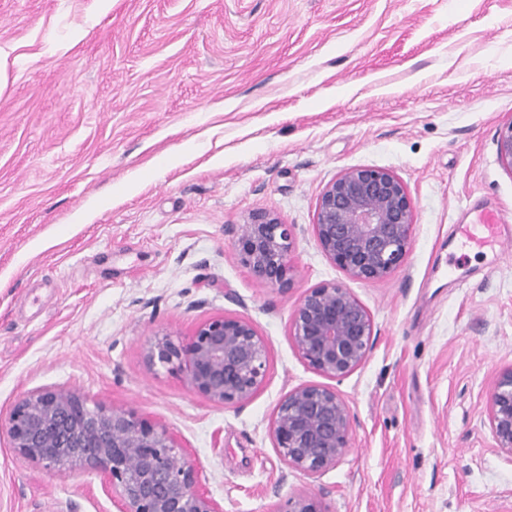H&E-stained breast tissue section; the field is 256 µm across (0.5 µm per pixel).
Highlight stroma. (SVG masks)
Returning a JSON list of instances; mask_svg holds the SVG:
<instances>
[{
	"label": "stroma",
	"instance_id": "obj_1",
	"mask_svg": "<svg viewBox=\"0 0 512 512\" xmlns=\"http://www.w3.org/2000/svg\"><path fill=\"white\" fill-rule=\"evenodd\" d=\"M0 410L43 388L164 424L224 512H512V455L487 404L512 365V246L459 224L512 221L496 137L512 122V0H0ZM388 169L415 206L402 266L348 279L313 233L325 185ZM293 225V284L260 285L237 238ZM369 312L366 360L337 382L353 432L336 466L289 469L270 435L322 377L289 320L319 283ZM249 320L268 369L243 407L151 368L155 336ZM0 512H116L93 470L0 443ZM279 512H327V510L316 496L302 493L289 497L283 510Z\"/></svg>",
	"mask_w": 512,
	"mask_h": 512
}]
</instances>
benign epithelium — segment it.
Wrapping results in <instances>:
<instances>
[{
  "label": "benign epithelium",
  "mask_w": 512,
  "mask_h": 512,
  "mask_svg": "<svg viewBox=\"0 0 512 512\" xmlns=\"http://www.w3.org/2000/svg\"><path fill=\"white\" fill-rule=\"evenodd\" d=\"M500 163L512 171V122L497 139ZM414 225L406 183L391 171L349 168L325 185L313 232L324 255L350 279L373 282L400 267ZM241 262L261 285L287 290L292 226L268 212L253 213L238 236ZM373 321L350 288L322 282L295 306L289 336L299 356L319 374L341 381L366 359ZM155 368L186 371L191 388L224 407L248 403L268 365L265 339L239 317L220 315L185 339L158 336L146 349ZM495 447L512 455V366L495 378L488 398ZM271 438L286 465L308 476L334 467L349 448L352 418L335 387L311 383L279 401ZM48 470L88 468L100 474L117 512H223L205 490L199 468L167 427L134 412L90 407L74 392L44 388L0 414V438ZM281 512H328L309 494L288 498Z\"/></svg>",
  "instance_id": "benign-epithelium-1"
}]
</instances>
